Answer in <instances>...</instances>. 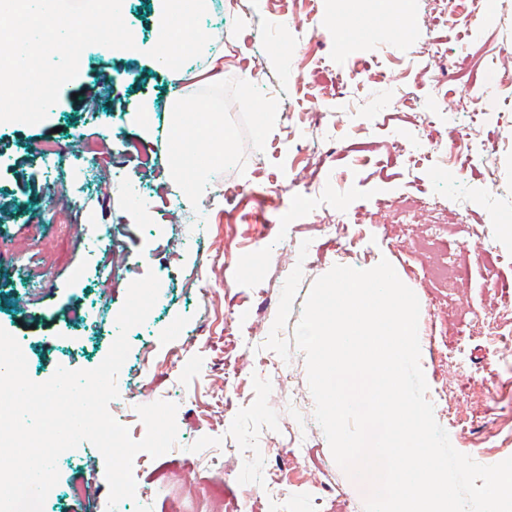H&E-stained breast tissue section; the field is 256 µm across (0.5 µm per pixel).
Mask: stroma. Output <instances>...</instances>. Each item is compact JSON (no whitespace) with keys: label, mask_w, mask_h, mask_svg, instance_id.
Returning a JSON list of instances; mask_svg holds the SVG:
<instances>
[{"label":"stroma","mask_w":512,"mask_h":512,"mask_svg":"<svg viewBox=\"0 0 512 512\" xmlns=\"http://www.w3.org/2000/svg\"><path fill=\"white\" fill-rule=\"evenodd\" d=\"M344 7L265 0L257 13L251 0H217L206 12L201 25L216 43L186 63L184 95L215 65L225 78L253 79L280 108L264 151L247 149L243 169L214 175L200 209L170 176V78L145 54L88 47L44 121L0 124V327L25 350L32 380L63 363L98 366L129 284L149 272L160 280L147 321L128 334L109 411L139 440L137 406L176 403L178 435L160 457L136 455V498L116 512H197L191 489L213 485L227 512H364L366 488L332 457L294 343L315 280L337 264L395 267L420 303V363L437 423L480 464L512 457V355L471 321L512 302V240L490 222L512 214V92L492 102L500 122L465 112L498 80L482 57L512 70V0H455L448 11L414 0L418 21L402 34L341 40L331 23ZM428 41L447 51L436 93L422 78L425 59L413 54ZM454 133L495 149L466 161L449 143ZM443 142L446 152H434ZM47 146L66 165L45 161ZM297 176L308 186L304 203L289 189ZM56 193L77 194L79 207L45 213ZM427 193L447 197V215L397 206ZM358 215L375 231L352 247L345 225ZM479 220L485 246L469 236ZM103 227L104 245L96 241ZM304 251L307 265L282 279L279 260ZM449 259L460 267L454 288L427 274ZM464 340L459 370L448 351ZM276 365L289 373L280 388L265 381ZM248 452L256 462L246 469ZM58 468L43 512H105L107 483L67 494L103 472L93 445L71 450ZM246 486L253 494L244 499Z\"/></svg>","instance_id":"35a3bbf8"}]
</instances>
